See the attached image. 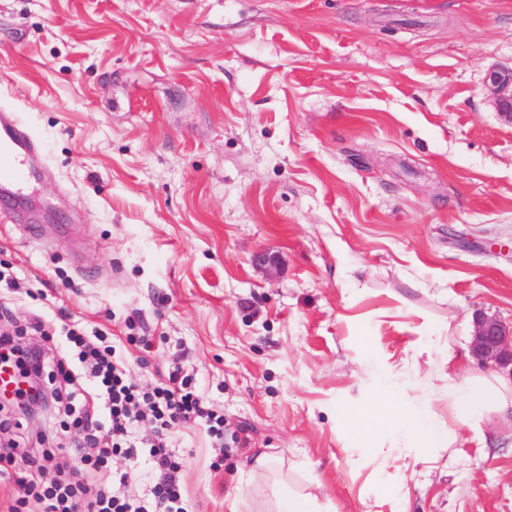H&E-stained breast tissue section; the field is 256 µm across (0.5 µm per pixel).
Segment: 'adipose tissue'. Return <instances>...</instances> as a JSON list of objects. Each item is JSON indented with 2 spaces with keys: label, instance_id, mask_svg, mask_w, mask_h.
<instances>
[{
  "label": "adipose tissue",
  "instance_id": "obj_1",
  "mask_svg": "<svg viewBox=\"0 0 512 512\" xmlns=\"http://www.w3.org/2000/svg\"><path fill=\"white\" fill-rule=\"evenodd\" d=\"M444 364L438 377L447 381L448 400L454 405L461 423L477 430L488 412L503 418L512 416V382L506 376L472 365L465 352H449ZM364 413L369 419L363 430L367 442H375L382 433L388 432L408 438L428 451L452 444L447 430L433 425L426 410L407 411L396 395L372 400ZM276 468L275 459L264 456L255 459L242 474L244 485L270 482L271 495L264 512H321L316 495L321 481L315 472L306 471L303 485L294 486L274 479Z\"/></svg>",
  "mask_w": 512,
  "mask_h": 512
}]
</instances>
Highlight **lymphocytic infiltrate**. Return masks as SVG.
Instances as JSON below:
<instances>
[{"instance_id": "1", "label": "lymphocytic infiltrate", "mask_w": 512, "mask_h": 512, "mask_svg": "<svg viewBox=\"0 0 512 512\" xmlns=\"http://www.w3.org/2000/svg\"><path fill=\"white\" fill-rule=\"evenodd\" d=\"M65 338L82 365L77 376L66 368L61 371L71 382L65 395L67 405L100 409L97 417L74 421L87 432L89 451L83 456L84 466L97 470L114 455L134 459L140 448H147L151 498H136L121 486L92 492L81 483L63 480L34 490L43 512H187L178 479L180 465L168 449V436L178 424L202 420L211 435L223 439V415L204 404L188 378L174 373L167 382L143 391L130 380L124 362L116 359L111 346L95 344L76 324L67 326ZM146 418L152 423V437L145 444L139 439V430ZM103 427L109 429L112 442L102 447L96 431Z\"/></svg>"}]
</instances>
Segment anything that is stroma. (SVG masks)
<instances>
[{
    "mask_svg": "<svg viewBox=\"0 0 512 512\" xmlns=\"http://www.w3.org/2000/svg\"><path fill=\"white\" fill-rule=\"evenodd\" d=\"M512 0H0V101L43 146L36 236L0 220V330L43 352L67 321L148 389L178 370L224 416L171 431L189 512H228L242 461L314 468L324 512H512V420L477 442L426 337L512 321ZM278 255L256 267L257 252ZM41 319L46 334L30 331ZM455 442L367 449L352 415L386 374ZM50 407L0 431L17 479L86 475ZM51 452L54 465L31 457ZM489 78L495 87L497 101L501 109L509 120L512 119V72H498L493 71L490 73Z\"/></svg>",
    "mask_w": 512,
    "mask_h": 512,
    "instance_id": "stroma-1",
    "label": "stroma"
}]
</instances>
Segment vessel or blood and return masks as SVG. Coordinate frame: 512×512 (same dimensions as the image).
Listing matches in <instances>:
<instances>
[{
	"mask_svg": "<svg viewBox=\"0 0 512 512\" xmlns=\"http://www.w3.org/2000/svg\"><path fill=\"white\" fill-rule=\"evenodd\" d=\"M41 162V146L15 113L0 106V200L8 202L30 186Z\"/></svg>",
	"mask_w": 512,
	"mask_h": 512,
	"instance_id": "vessel-or-blood-1",
	"label": "vessel or blood"
}]
</instances>
